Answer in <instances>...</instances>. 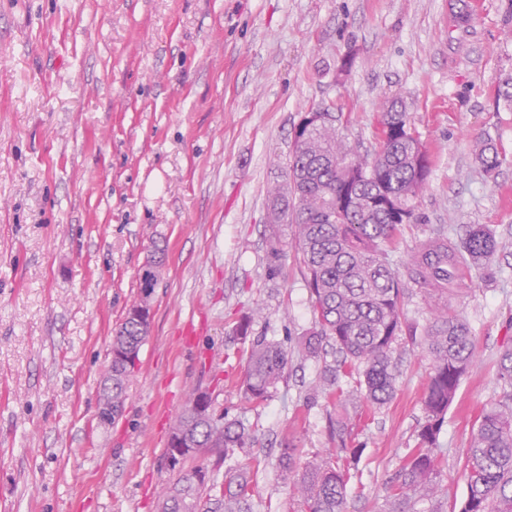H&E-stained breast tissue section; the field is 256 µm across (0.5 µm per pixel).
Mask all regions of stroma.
I'll list each match as a JSON object with an SVG mask.
<instances>
[{
    "instance_id": "obj_1",
    "label": "stroma",
    "mask_w": 512,
    "mask_h": 512,
    "mask_svg": "<svg viewBox=\"0 0 512 512\" xmlns=\"http://www.w3.org/2000/svg\"><path fill=\"white\" fill-rule=\"evenodd\" d=\"M510 72L512 0H0V512H159L179 477L168 438L196 388L256 434L232 459L254 473L251 512H301L279 456L327 453L344 412L364 448L346 512H392L385 483L417 444L431 358L403 337L396 395L364 417L314 395L337 354L303 356L307 277L287 225L270 274L266 218L304 112H350L343 135L364 155L397 96L429 175L395 261L439 227L481 224L499 242L491 275L467 270L448 298L477 362L439 436V490L407 507L460 512L472 429L512 342V109L498 95ZM486 133L506 156L491 177L473 160ZM157 244L151 334L104 426L112 336ZM244 315L288 351L261 402L241 388Z\"/></svg>"
}]
</instances>
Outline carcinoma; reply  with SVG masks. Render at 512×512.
I'll return each mask as SVG.
<instances>
[{"label":"carcinoma","mask_w":512,"mask_h":512,"mask_svg":"<svg viewBox=\"0 0 512 512\" xmlns=\"http://www.w3.org/2000/svg\"><path fill=\"white\" fill-rule=\"evenodd\" d=\"M386 127L370 156L349 153L342 136L348 112L331 113L332 120L300 129L303 143L289 154L285 182L269 195V211L288 215L295 225V249L307 273L315 328L304 341L310 357L320 354L329 339L339 355L334 369L325 373L316 390L331 397L348 395L368 407L380 408L396 393L403 333V305L408 284L423 289L434 301L463 288V267L487 270L498 249L496 236L485 226L468 227L461 238L438 228L402 263L394 260L395 242L405 224L418 220L413 200L423 188L428 167L419 164L421 142L411 136L407 106L394 101L381 113ZM504 161L491 136L484 137L475 162L483 173H496ZM392 190V211L372 206L382 187ZM270 268L278 273L283 252L279 225H269ZM112 341L130 350L142 346L141 329L132 320L121 323ZM475 336L467 321L441 312L427 330L425 346L432 355V371L423 397L424 421L418 442L401 471L386 487L390 500L403 506L413 497L434 494L440 472L438 438L462 379L475 365ZM288 366V351L281 343L259 336L252 340L243 380L245 398L262 400L279 383ZM135 365L112 360V417H118ZM504 388L499 401L477 416L464 466L466 498L460 512H512V344L498 359ZM347 380L349 386L341 385ZM194 399L178 416L174 430L184 441L215 455V464L237 449L252 447L254 435L236 420L214 423L194 418ZM336 448L306 462L303 467L289 451L279 458V476L293 482L303 512H345L348 485L359 479L357 464L363 449L351 447V428L336 422ZM176 494L163 512H198L203 493L212 495L218 512H249L253 474L229 468L220 491L205 485V478L182 476Z\"/></svg>","instance_id":"1"}]
</instances>
